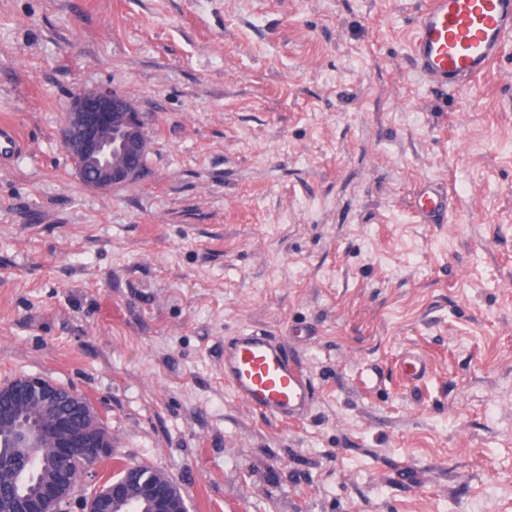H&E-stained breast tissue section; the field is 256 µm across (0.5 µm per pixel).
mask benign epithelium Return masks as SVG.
<instances>
[{
    "label": "benign epithelium",
    "instance_id": "7a95c632",
    "mask_svg": "<svg viewBox=\"0 0 512 512\" xmlns=\"http://www.w3.org/2000/svg\"><path fill=\"white\" fill-rule=\"evenodd\" d=\"M62 143L76 156V172L88 187L106 193L138 177L149 148L141 113L126 95L109 88L78 92L61 129ZM62 387L38 376H21L0 385V423L13 426L24 448L43 442L61 460L76 448H93L97 459L111 455L112 439L97 423L85 397L61 394ZM76 485L73 472L61 468L34 496H22L0 512H58L69 502ZM134 498L127 483L109 478L83 504L82 512H123ZM141 512H188L185 494L163 480L140 496Z\"/></svg>",
    "mask_w": 512,
    "mask_h": 512
}]
</instances>
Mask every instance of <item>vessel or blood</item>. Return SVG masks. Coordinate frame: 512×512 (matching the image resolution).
I'll use <instances>...</instances> for the list:
<instances>
[{
    "label": "vessel or blood",
    "instance_id": "obj_1",
    "mask_svg": "<svg viewBox=\"0 0 512 512\" xmlns=\"http://www.w3.org/2000/svg\"><path fill=\"white\" fill-rule=\"evenodd\" d=\"M512 39V0H424L412 29L409 54L430 84L459 90L497 61ZM21 152L14 126L0 123V162ZM420 223L448 218V194L424 182L413 201ZM224 382L250 410L276 420H299L315 401V385L287 346L248 330L224 345Z\"/></svg>",
    "mask_w": 512,
    "mask_h": 512
}]
</instances>
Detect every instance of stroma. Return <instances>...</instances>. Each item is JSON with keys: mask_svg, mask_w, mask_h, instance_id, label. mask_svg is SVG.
Listing matches in <instances>:
<instances>
[{"mask_svg": "<svg viewBox=\"0 0 512 512\" xmlns=\"http://www.w3.org/2000/svg\"><path fill=\"white\" fill-rule=\"evenodd\" d=\"M419 0H0V384L73 389L119 465L190 512H512V43L460 91L407 42ZM108 87L141 113L138 178L102 194L59 131ZM448 188L444 224L408 197ZM276 337L316 387L247 410L224 343ZM429 371H397L405 351ZM377 372L380 390L364 380ZM21 153L19 136L14 126L0 123V163L5 159L13 160Z\"/></svg>", "mask_w": 512, "mask_h": 512, "instance_id": "1", "label": "stroma"}]
</instances>
